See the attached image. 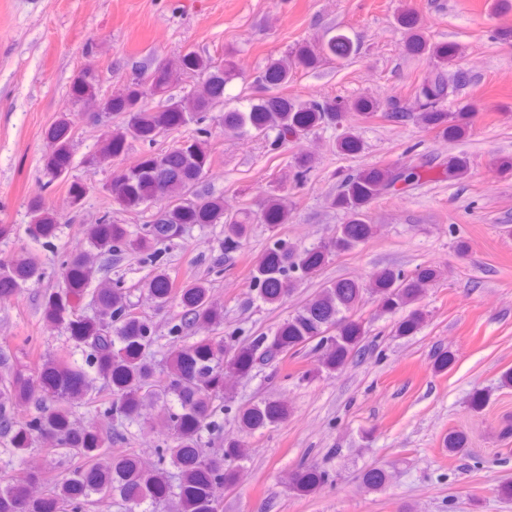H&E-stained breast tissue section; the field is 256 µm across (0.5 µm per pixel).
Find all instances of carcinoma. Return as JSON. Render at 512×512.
I'll return each mask as SVG.
<instances>
[{
    "mask_svg": "<svg viewBox=\"0 0 512 512\" xmlns=\"http://www.w3.org/2000/svg\"><path fill=\"white\" fill-rule=\"evenodd\" d=\"M397 22L407 35V52L443 61L452 55V48L430 45L423 39L413 14L403 13ZM354 51L353 41L337 33L319 45L298 46L292 56L269 60L254 77L265 93L246 98L242 108L222 113L219 123L244 135L266 138L272 134L275 146L285 142L296 146L302 136L341 121L347 112L374 115L380 102L367 97L289 100L270 93L288 83L293 66L315 68L345 59ZM235 55L228 51L218 61L188 49L175 62L154 55L141 75L124 83L103 105V111L124 118L87 155L85 162L93 168L124 156L134 142L152 143L158 135L190 123L199 128L166 153L144 154L112 178L106 186L112 201L123 208L154 209L150 223L135 231L103 216L95 224L83 225L84 246L67 256L63 286L49 293L44 303L45 320L67 333L66 347L53 356L38 357L36 370L21 365L0 380L3 453L22 456L44 439L54 451L83 461L61 476L43 471L24 480L0 478V512H85V507L99 499L114 498L124 502L127 512H136L147 501L165 505L167 512H216L217 490L227 491L236 485L240 463L250 455L246 437L281 422L288 413L283 404L271 400L241 409L240 436L224 440L222 452L205 454L203 438L220 427L224 406L233 399L227 383L230 376L247 375L279 355L300 353L310 347L311 338L323 333L326 341L310 347L317 356V370L330 374L343 368L365 338V324L357 312L368 294L384 312H405L397 335L412 336L421 329L425 317L419 303L439 276L431 266L410 274L385 267L366 280L344 277L326 283L273 333L261 332L245 346L234 333L221 331L224 306L212 299L208 280L178 279L168 272L164 263L167 243L182 237L193 224L224 225L227 252L242 247L249 233L250 214L227 212L224 198L200 188L213 164L210 132L201 124L210 112L224 105L225 87L239 75ZM183 75H197L202 81L176 98L169 94L170 87ZM463 85L458 73L438 66L427 69L414 88L418 122L443 138L463 137L469 129L467 114L447 109L448 99ZM100 92V75L90 68L81 71L73 83L74 98L84 106L98 103ZM151 98L159 99L158 105H149ZM48 137L53 149L46 158V170L51 180L65 181L73 146L70 120H58L48 130ZM360 148L350 129L336 140V149L343 154ZM443 166L450 181L469 172V162L463 156H453ZM312 168L311 155L297 151L293 164L281 172L279 187L267 194L259 213L261 223L272 228L288 223V188L303 183ZM419 179L416 166L370 167L342 175L330 204L344 210L346 223L337 227L331 241L313 247L273 239L252 270L259 299L280 306L302 280L317 274L329 259L373 238L377 225L369 217L371 203L396 191L399 184L409 186ZM28 210L29 235L36 241L55 237L60 224L57 213L40 197L29 201ZM127 252L152 267L146 287L154 302L180 308L168 329L160 363L149 354L158 342L150 321L131 315V290L103 276L113 258ZM42 274L39 257L30 250L0 264V302L20 294ZM81 300L88 301L92 314L80 311ZM200 325L211 327L213 335L189 341V331ZM77 352L83 356L82 365L71 361ZM20 403L34 405L30 419L15 418ZM82 406L112 413L140 431L152 429L147 410H158L169 430L165 447L158 449V463L143 467L133 449L112 453V435L73 419V409ZM328 480L329 475L317 465L302 464L288 472L286 485L289 492L306 496ZM387 480L380 467L363 475L364 484L372 489L384 486ZM31 484L43 486L42 494H32Z\"/></svg>",
    "mask_w": 512,
    "mask_h": 512,
    "instance_id": "1",
    "label": "carcinoma"
}]
</instances>
